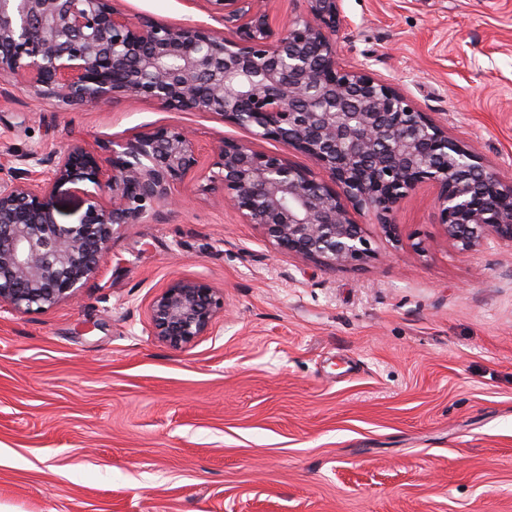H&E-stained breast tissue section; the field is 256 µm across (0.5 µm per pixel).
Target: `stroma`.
<instances>
[{
    "label": "stroma",
    "mask_w": 512,
    "mask_h": 512,
    "mask_svg": "<svg viewBox=\"0 0 512 512\" xmlns=\"http://www.w3.org/2000/svg\"><path fill=\"white\" fill-rule=\"evenodd\" d=\"M222 30L207 0H112ZM345 65L403 88L512 174V0H343ZM193 129L311 160L150 98L70 106L0 78V156ZM116 230L97 273L44 311L0 308V512H512V244L458 253L421 183L394 245L330 268L278 251L200 181ZM422 251H414L415 243ZM224 292L175 350L149 307L171 279Z\"/></svg>",
    "instance_id": "obj_1"
}]
</instances>
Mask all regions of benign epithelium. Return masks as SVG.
Here are the masks:
<instances>
[{"label": "benign epithelium", "instance_id": "7a95c632", "mask_svg": "<svg viewBox=\"0 0 512 512\" xmlns=\"http://www.w3.org/2000/svg\"><path fill=\"white\" fill-rule=\"evenodd\" d=\"M224 33L173 27L115 10L112 0H0V76L67 104L152 98L182 112H214L310 158L322 176L249 142L222 139L208 171L196 135L160 126L112 142L101 157L84 139L62 152L0 159V305L46 310L96 273L115 228L175 205L204 178L277 248L329 267L356 266L370 242L354 214L374 213L401 242L391 214L424 181L459 253L489 239L512 244V180L403 91L341 62L332 36L343 0H307L277 20L274 0H208ZM82 195L70 224L59 196ZM224 293L175 278L150 304L152 333L184 348L209 333Z\"/></svg>", "mask_w": 512, "mask_h": 512}]
</instances>
